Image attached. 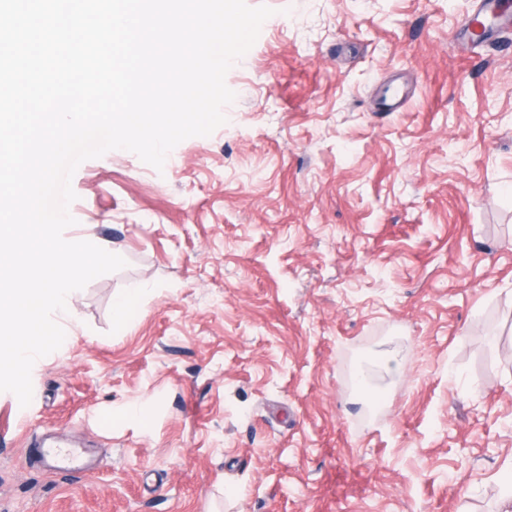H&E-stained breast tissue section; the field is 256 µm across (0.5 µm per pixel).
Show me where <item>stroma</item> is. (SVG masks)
<instances>
[{
  "label": "stroma",
  "mask_w": 512,
  "mask_h": 512,
  "mask_svg": "<svg viewBox=\"0 0 512 512\" xmlns=\"http://www.w3.org/2000/svg\"><path fill=\"white\" fill-rule=\"evenodd\" d=\"M247 3L225 124L72 177L65 239L127 265L0 392V512H512V27Z\"/></svg>",
  "instance_id": "obj_1"
}]
</instances>
